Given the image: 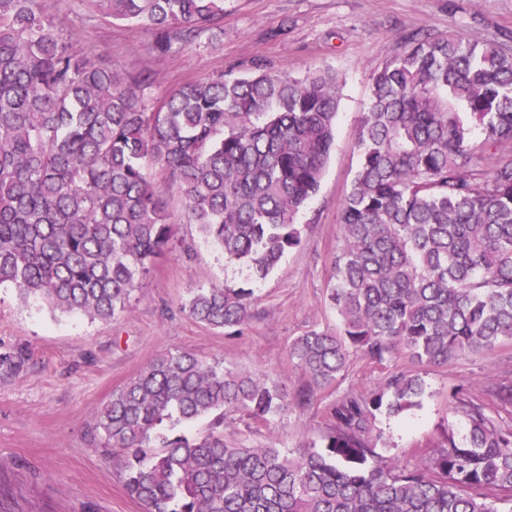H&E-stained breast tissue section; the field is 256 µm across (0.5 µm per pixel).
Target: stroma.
Segmentation results:
<instances>
[{
    "label": "stroma",
    "instance_id": "35a3bbf8",
    "mask_svg": "<svg viewBox=\"0 0 512 512\" xmlns=\"http://www.w3.org/2000/svg\"><path fill=\"white\" fill-rule=\"evenodd\" d=\"M45 8L74 45L128 82L150 73L143 95L152 106L186 82L220 73L301 77L330 68L339 78L335 140L320 188L298 216L301 243L265 277L226 262L220 246L188 223L179 183L154 168L150 174L178 232L124 312L92 320L22 303L11 285L0 286V352L22 346L29 354L21 373L0 377V512H142L125 490L120 466L104 458L92 433L113 391L158 355L180 350L245 370L295 398L307 377L289 360L290 343L338 323L326 290L343 246L338 214L358 168L357 129L373 74L416 34L452 31L512 44V0H224L223 18L194 43L167 52L155 48L149 30L109 22L84 0H45ZM224 285L253 291L254 316L235 336L205 327L183 309L196 289ZM412 369L424 385L416 406L398 416L379 410L373 421L377 452L409 468L436 456L447 433L465 436L457 398L487 402L494 383L512 380V340L419 369L404 356L380 366L357 352L339 382L318 391L309 407H289L268 426L243 412L226 414L224 436L286 450L320 443L334 404Z\"/></svg>",
    "mask_w": 512,
    "mask_h": 512
}]
</instances>
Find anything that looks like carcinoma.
<instances>
[{
	"mask_svg": "<svg viewBox=\"0 0 512 512\" xmlns=\"http://www.w3.org/2000/svg\"><path fill=\"white\" fill-rule=\"evenodd\" d=\"M83 2L150 30L164 51L224 17V0ZM339 102L329 70L262 71L187 83L150 109L117 69L59 35L42 0H0V284L23 302L90 319L123 312L175 234L151 165L182 184L190 222L225 261L266 276L300 243L297 216L320 186ZM511 142L512 45L411 38L373 75L328 289L339 326L289 345L308 378L297 407L338 382L352 351L378 364L404 352L432 367L512 339V161L487 153ZM185 310L232 335L254 317L253 291L200 288ZM26 362L22 348L1 352L0 372ZM422 393L419 374L398 372L368 397L339 401L320 448L234 445L218 430L224 413L267 423L288 399L245 371L176 350L114 392L95 430L145 512L512 506V432L481 400L457 401L465 442L448 434L412 470L376 452L374 412L399 414ZM491 396L512 409V381ZM213 413L204 438L153 444L164 423Z\"/></svg>",
	"mask_w": 512,
	"mask_h": 512,
	"instance_id": "cac0c4a2",
	"label": "carcinoma"
}]
</instances>
